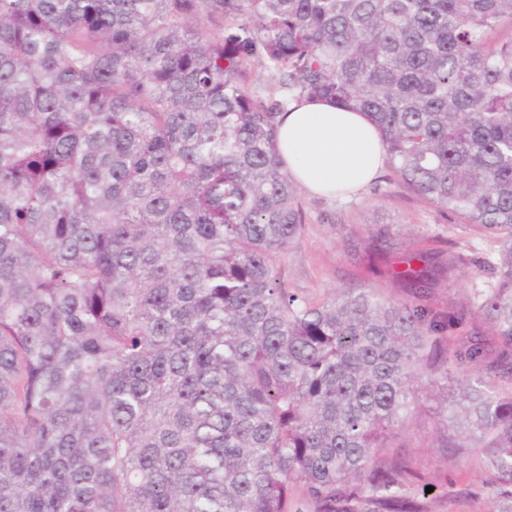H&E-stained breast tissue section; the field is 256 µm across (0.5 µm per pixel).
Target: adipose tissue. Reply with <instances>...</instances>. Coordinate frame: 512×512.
<instances>
[{
  "label": "adipose tissue",
  "instance_id": "1",
  "mask_svg": "<svg viewBox=\"0 0 512 512\" xmlns=\"http://www.w3.org/2000/svg\"><path fill=\"white\" fill-rule=\"evenodd\" d=\"M277 148L294 180L314 196L360 192L380 174L385 149L365 115L330 102H295L279 119Z\"/></svg>",
  "mask_w": 512,
  "mask_h": 512
}]
</instances>
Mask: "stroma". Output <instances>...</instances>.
Wrapping results in <instances>:
<instances>
[{"mask_svg": "<svg viewBox=\"0 0 512 512\" xmlns=\"http://www.w3.org/2000/svg\"><path fill=\"white\" fill-rule=\"evenodd\" d=\"M301 200L307 215L305 233L282 259L289 288L315 300L352 288H375L383 296L399 298L403 292L389 272L404 270L405 256L428 251L442 260L458 251L466 256V264L437 281L430 304L464 309L467 330L479 333L490 352L498 351L478 310L497 281L496 242L407 193L386 168L353 198L328 200L305 193ZM379 232L387 235L391 249L386 259L375 262L367 259L365 246ZM420 435V447L401 449L400 454L431 483V512H495L481 449L448 453L430 447V428H422Z\"/></svg>", "mask_w": 512, "mask_h": 512, "instance_id": "1", "label": "stroma"}]
</instances>
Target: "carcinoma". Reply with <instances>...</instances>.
<instances>
[{"instance_id":"carcinoma-1","label":"carcinoma","mask_w":512,"mask_h":512,"mask_svg":"<svg viewBox=\"0 0 512 512\" xmlns=\"http://www.w3.org/2000/svg\"><path fill=\"white\" fill-rule=\"evenodd\" d=\"M304 99L501 244L496 358L424 253L398 300L288 288ZM425 400L512 512V0H0V512H429ZM249 72L252 86L259 94H267L278 86V77L266 68L265 61L260 57L251 59Z\"/></svg>"}]
</instances>
